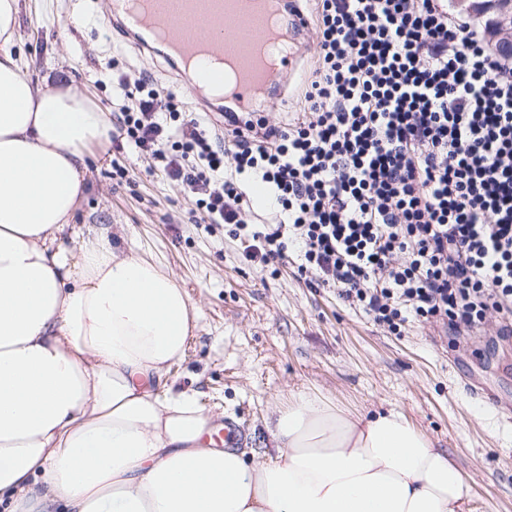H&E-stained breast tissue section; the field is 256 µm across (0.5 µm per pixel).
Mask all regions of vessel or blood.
<instances>
[{"mask_svg":"<svg viewBox=\"0 0 512 512\" xmlns=\"http://www.w3.org/2000/svg\"><path fill=\"white\" fill-rule=\"evenodd\" d=\"M130 0H110L112 25L139 49L162 48L163 58L188 91L199 84L225 86L224 72L212 65L224 56L228 45H236L242 63L238 82L225 86V109L229 112L258 111L259 93L284 96L288 82L298 71L299 38L309 20L298 0H275L277 24L289 37L273 73H266L251 52L250 44L239 41V25L244 18L242 0H141L139 10H131Z\"/></svg>","mask_w":512,"mask_h":512,"instance_id":"vessel-or-blood-1","label":"vessel or blood"}]
</instances>
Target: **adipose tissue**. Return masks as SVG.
Wrapping results in <instances>:
<instances>
[{"mask_svg":"<svg viewBox=\"0 0 512 512\" xmlns=\"http://www.w3.org/2000/svg\"><path fill=\"white\" fill-rule=\"evenodd\" d=\"M18 16L0 0V512H467V476L394 410L301 392L268 422L275 459L205 442L212 419L168 381L199 328L188 293L107 230L59 242L112 127L23 74Z\"/></svg>","mask_w":512,"mask_h":512,"instance_id":"adipose-tissue-1","label":"adipose tissue"}]
</instances>
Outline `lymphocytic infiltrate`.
Listing matches in <instances>:
<instances>
[{
	"label": "lymphocytic infiltrate",
	"instance_id": "f902f5d3",
	"mask_svg": "<svg viewBox=\"0 0 512 512\" xmlns=\"http://www.w3.org/2000/svg\"><path fill=\"white\" fill-rule=\"evenodd\" d=\"M306 110L182 115L122 75L119 136L229 224L245 260L298 271L392 333L512 318V57L442 0H313ZM266 184L268 217L243 175Z\"/></svg>",
	"mask_w": 512,
	"mask_h": 512
}]
</instances>
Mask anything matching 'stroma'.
Segmentation results:
<instances>
[{"mask_svg": "<svg viewBox=\"0 0 512 512\" xmlns=\"http://www.w3.org/2000/svg\"><path fill=\"white\" fill-rule=\"evenodd\" d=\"M19 2L12 52L35 84L70 85L112 122L124 103L119 74L145 72L183 111L199 112L161 56L137 49L108 24L107 0ZM298 49L301 69L285 99L268 100L269 121L299 109L316 44L305 37ZM87 161L76 223L109 227L121 249L150 259L186 289L199 330L170 378L197 392L215 423L239 426V450H271L266 421L299 392L351 416L393 408L448 450L472 486L471 512H512V422L465 386L476 382L512 404V341L491 346L486 339L500 326L497 313H488L482 336L415 320L394 335L299 276L296 257L275 271L246 261L229 227L203 223L149 155L95 143Z\"/></svg>", "mask_w": 512, "mask_h": 512, "instance_id": "35a3bbf8", "label": "stroma"}]
</instances>
